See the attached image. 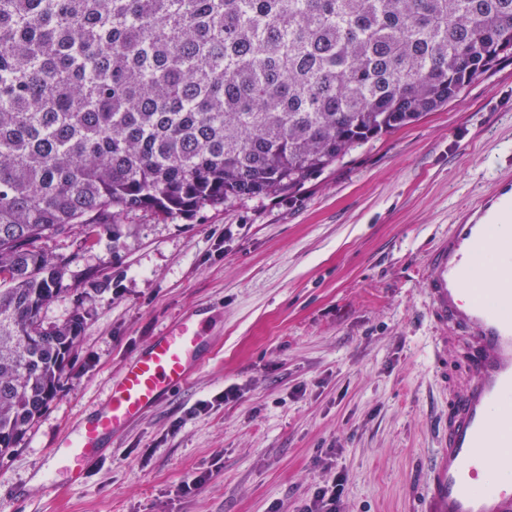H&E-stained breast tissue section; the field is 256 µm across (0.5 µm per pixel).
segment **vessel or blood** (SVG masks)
I'll return each instance as SVG.
<instances>
[{"instance_id": "vessel-or-blood-1", "label": "vessel or blood", "mask_w": 512, "mask_h": 512, "mask_svg": "<svg viewBox=\"0 0 512 512\" xmlns=\"http://www.w3.org/2000/svg\"><path fill=\"white\" fill-rule=\"evenodd\" d=\"M510 230L512 175H503L426 252L424 291L439 329L430 365L448 391V412L436 426L418 512H512V275L489 272V298L471 295L478 259L501 251ZM205 341L201 322L187 317L125 364L96 413L56 444L53 457L70 483L85 481L88 461L112 436L187 384ZM452 347L467 364L456 390L446 372ZM490 448L498 451L492 461Z\"/></svg>"}]
</instances>
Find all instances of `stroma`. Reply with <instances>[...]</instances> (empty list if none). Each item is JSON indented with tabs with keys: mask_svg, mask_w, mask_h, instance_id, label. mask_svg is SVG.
Instances as JSON below:
<instances>
[{
	"mask_svg": "<svg viewBox=\"0 0 512 512\" xmlns=\"http://www.w3.org/2000/svg\"><path fill=\"white\" fill-rule=\"evenodd\" d=\"M509 171L512 59L295 193L126 212L92 247L78 230L42 242L73 259L43 325L77 308L85 324L58 395L0 458V512H301L331 463L347 476L342 512H413L448 408L430 369L425 250ZM191 315L205 365L69 483L52 468L57 440Z\"/></svg>",
	"mask_w": 512,
	"mask_h": 512,
	"instance_id": "obj_1",
	"label": "stroma"
}]
</instances>
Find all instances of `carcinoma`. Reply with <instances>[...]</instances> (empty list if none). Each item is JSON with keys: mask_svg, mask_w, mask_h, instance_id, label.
I'll return each mask as SVG.
<instances>
[{"mask_svg": "<svg viewBox=\"0 0 512 512\" xmlns=\"http://www.w3.org/2000/svg\"><path fill=\"white\" fill-rule=\"evenodd\" d=\"M507 56L512 0H0V456L84 325L40 240L295 192Z\"/></svg>", "mask_w": 512, "mask_h": 512, "instance_id": "carcinoma-1", "label": "carcinoma"}]
</instances>
